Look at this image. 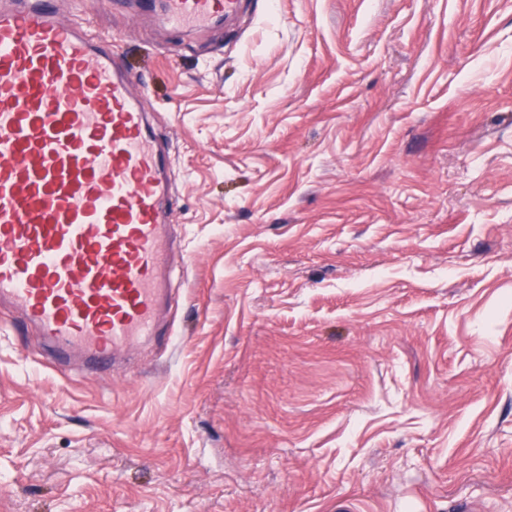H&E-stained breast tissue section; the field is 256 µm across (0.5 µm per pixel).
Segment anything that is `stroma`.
I'll list each match as a JSON object with an SVG mask.
<instances>
[{"instance_id":"1","label":"stroma","mask_w":512,"mask_h":512,"mask_svg":"<svg viewBox=\"0 0 512 512\" xmlns=\"http://www.w3.org/2000/svg\"><path fill=\"white\" fill-rule=\"evenodd\" d=\"M108 32L169 142L159 335L0 312V512H512V0H246ZM148 8L158 3L169 28L183 30L213 25L233 18L242 9V0H142Z\"/></svg>"}]
</instances>
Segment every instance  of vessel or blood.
<instances>
[{
  "mask_svg": "<svg viewBox=\"0 0 512 512\" xmlns=\"http://www.w3.org/2000/svg\"><path fill=\"white\" fill-rule=\"evenodd\" d=\"M169 28L242 0H144ZM167 148L111 35L61 0H0V306L95 369L157 333L169 300Z\"/></svg>",
  "mask_w": 512,
  "mask_h": 512,
  "instance_id": "1",
  "label": "vessel or blood"
}]
</instances>
